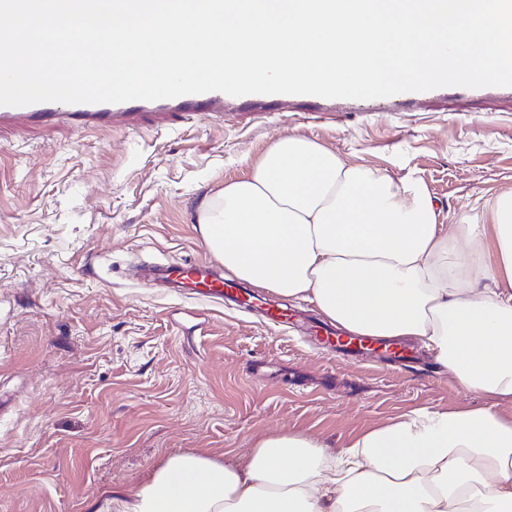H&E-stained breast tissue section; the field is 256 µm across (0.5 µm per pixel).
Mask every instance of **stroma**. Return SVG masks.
I'll return each mask as SVG.
<instances>
[{
    "label": "stroma",
    "mask_w": 512,
    "mask_h": 512,
    "mask_svg": "<svg viewBox=\"0 0 512 512\" xmlns=\"http://www.w3.org/2000/svg\"><path fill=\"white\" fill-rule=\"evenodd\" d=\"M297 101L139 131L0 132V512H91L169 456L246 464L296 432L338 452L431 407L485 400L449 371L325 355L301 327L142 287V266L213 261L197 229L209 187L291 132L419 177L443 212L512 189V95L454 93L377 114Z\"/></svg>",
    "instance_id": "1"
}]
</instances>
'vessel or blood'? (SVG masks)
I'll use <instances>...</instances> for the list:
<instances>
[{
	"mask_svg": "<svg viewBox=\"0 0 512 512\" xmlns=\"http://www.w3.org/2000/svg\"><path fill=\"white\" fill-rule=\"evenodd\" d=\"M227 94L213 91L184 95L156 101L133 100L123 103L67 104L40 102L27 106H0V130L24 129L30 126L53 127L65 125L75 130L136 129L149 122H162L170 114L222 113ZM145 287L168 285L194 296L213 302L245 304L244 290L226 288L224 274L218 267L198 260L171 258L163 265L147 270L143 279ZM262 316L274 326L294 323L293 311L272 302L260 307ZM309 332L320 345L336 349L352 358H360L371 345L361 336H342L334 330L314 324Z\"/></svg>",
	"mask_w": 512,
	"mask_h": 512,
	"instance_id": "vessel-or-blood-1",
	"label": "vessel or blood"
}]
</instances>
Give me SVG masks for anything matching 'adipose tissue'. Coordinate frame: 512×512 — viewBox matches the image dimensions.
<instances>
[{
    "label": "adipose tissue",
    "instance_id": "ef3b65f1",
    "mask_svg": "<svg viewBox=\"0 0 512 512\" xmlns=\"http://www.w3.org/2000/svg\"><path fill=\"white\" fill-rule=\"evenodd\" d=\"M198 231L237 279L315 303L345 332L416 338L485 406L423 407L336 455L296 433L246 466L175 455L91 512H512V190L444 216L394 180L291 133L206 190Z\"/></svg>",
    "mask_w": 512,
    "mask_h": 512
}]
</instances>
